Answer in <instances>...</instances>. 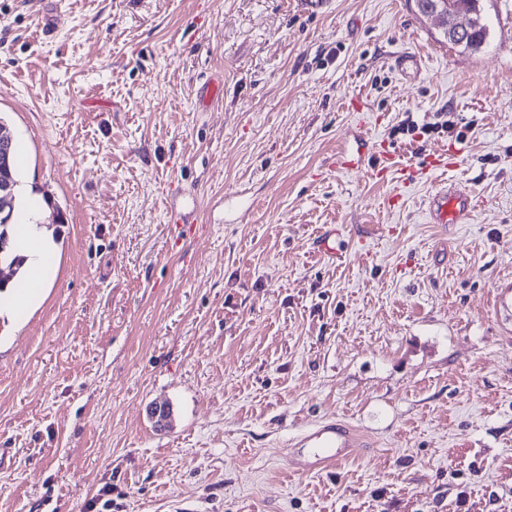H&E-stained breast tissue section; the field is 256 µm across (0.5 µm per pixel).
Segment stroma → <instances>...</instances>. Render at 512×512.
<instances>
[{
  "label": "stroma",
  "mask_w": 512,
  "mask_h": 512,
  "mask_svg": "<svg viewBox=\"0 0 512 512\" xmlns=\"http://www.w3.org/2000/svg\"><path fill=\"white\" fill-rule=\"evenodd\" d=\"M484 7L470 54L408 0H0V117L44 202L15 220L63 215L50 291L0 318V512H512V0ZM360 138L458 163L330 170ZM444 181L474 201L445 229ZM326 418L366 448L291 474ZM224 81L221 76L207 79L197 90L198 105L202 109L209 108L215 101L222 98ZM427 211L433 224H462L471 212L469 195L461 186L440 184L428 202ZM167 224L175 242L195 238L203 229L198 224L197 196L179 186H172L165 201Z\"/></svg>",
  "instance_id": "stroma-1"
}]
</instances>
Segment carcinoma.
<instances>
[{
  "instance_id": "carcinoma-1",
  "label": "carcinoma",
  "mask_w": 512,
  "mask_h": 512,
  "mask_svg": "<svg viewBox=\"0 0 512 512\" xmlns=\"http://www.w3.org/2000/svg\"><path fill=\"white\" fill-rule=\"evenodd\" d=\"M418 13L438 21L440 35L450 44L464 51L475 53L485 43L488 28L484 22L483 0H448L450 5L443 8L441 0H413ZM0 179H8L13 185V195L8 203L7 213H14L18 204L20 173L16 166V148H11L9 155L0 158ZM0 261L14 270H19L24 257L17 253L15 240L0 253Z\"/></svg>"
}]
</instances>
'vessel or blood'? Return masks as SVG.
<instances>
[{"label": "vessel or blood", "mask_w": 512, "mask_h": 512, "mask_svg": "<svg viewBox=\"0 0 512 512\" xmlns=\"http://www.w3.org/2000/svg\"><path fill=\"white\" fill-rule=\"evenodd\" d=\"M222 77L206 80L197 90L198 105L209 108L222 97ZM375 164L372 172L382 177L396 172L403 179L413 177L412 165L403 163L397 151L380 147L374 150ZM167 224L175 240L196 237L201 227L198 223V200L194 193L180 187H171L165 201ZM428 215L434 224H460L469 215L470 199L465 188L460 186H438L431 196ZM295 450L290 457L292 473L304 475L335 469L337 465L354 456L361 446L359 437L352 427L325 420L302 430L294 439Z\"/></svg>", "instance_id": "vessel-or-blood-1"}]
</instances>
